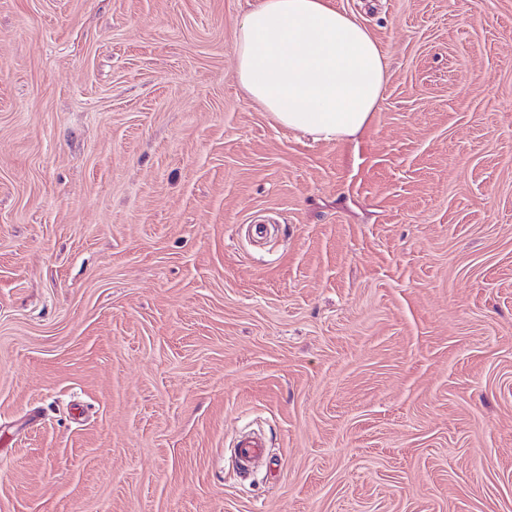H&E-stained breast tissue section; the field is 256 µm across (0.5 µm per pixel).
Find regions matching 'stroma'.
Here are the masks:
<instances>
[{
    "label": "stroma",
    "mask_w": 512,
    "mask_h": 512,
    "mask_svg": "<svg viewBox=\"0 0 512 512\" xmlns=\"http://www.w3.org/2000/svg\"><path fill=\"white\" fill-rule=\"evenodd\" d=\"M251 2L0 0V512H512V0H330L332 142ZM233 51L246 93L278 124L316 140L356 138L382 99L380 49L328 0H255ZM265 444L262 438L257 434H248L242 436L234 448L235 456L242 463L249 462L251 459L263 454Z\"/></svg>",
    "instance_id": "35a3bbf8"
}]
</instances>
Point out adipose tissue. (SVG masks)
Masks as SVG:
<instances>
[{
	"mask_svg": "<svg viewBox=\"0 0 512 512\" xmlns=\"http://www.w3.org/2000/svg\"><path fill=\"white\" fill-rule=\"evenodd\" d=\"M233 51L246 93L278 124L317 140L357 137L382 98L376 42L328 0H254Z\"/></svg>",
	"mask_w": 512,
	"mask_h": 512,
	"instance_id": "ef3b65f1",
	"label": "adipose tissue"
}]
</instances>
